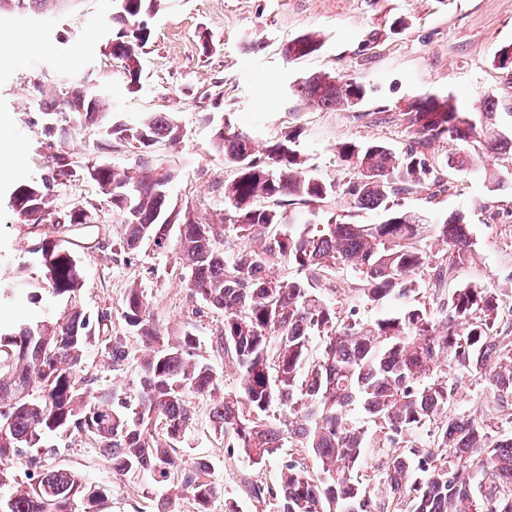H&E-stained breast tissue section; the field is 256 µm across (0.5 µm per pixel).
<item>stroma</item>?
I'll return each instance as SVG.
<instances>
[{
	"mask_svg": "<svg viewBox=\"0 0 512 512\" xmlns=\"http://www.w3.org/2000/svg\"><path fill=\"white\" fill-rule=\"evenodd\" d=\"M148 22L151 39L140 55V85L133 92L120 62L101 49L112 31V0H47L40 8L0 9V153L12 161L11 170L0 172V282H11L30 261L29 254L15 248L27 229L15 222L9 189L44 174L48 150L40 105L67 91L101 93L113 112L131 122L146 112L172 115L180 129L178 145L159 142L148 157L173 171L168 185L173 206L190 208L202 219L223 211L224 183L235 175L212 143L216 123L247 132L262 146L288 129H301L300 149L312 174L336 182L341 191L319 203L288 206L297 224L313 212L336 215L348 224L383 220L381 211L350 208L343 190L353 176L337 163L335 145L384 142L405 150L413 135L403 112L413 99L451 96L479 124L484 98H494L499 103L498 127L512 138V76L494 62L500 48L512 43V0H161ZM309 32L321 38L320 50L298 61L286 60L284 45ZM250 42L257 44V51H247ZM315 73L347 75L374 92L353 111L310 109L291 88ZM96 138L89 128L65 142L74 172L57 186L56 205L84 206L98 218L104 246L81 257L80 302L93 317L111 310L112 331L124 336L131 358L116 370L101 347L92 345L83 359V376L100 393L131 384L143 345L126 330L120 312L127 288L137 285L147 294L162 334L192 331L201 355L220 373L223 391L235 390L236 370L215 345L223 316L209 309L196 312V302L180 280L176 249L156 252L145 244L129 254L113 251L121 226L110 200L82 168L90 160L132 166L138 156L123 147L93 153ZM472 151L476 162L470 171L445 169L442 186L426 183L393 199L396 208L424 214L434 224L457 213L468 222L472 259L439 289L428 291L425 302L433 311L460 282L501 288L504 309L512 308V238L502 232L512 227V153L493 155L478 143ZM491 172L499 179L498 187L488 182ZM352 280L351 271L337 270L331 280L336 291L329 301L353 305L346 292ZM59 306L47 295L34 300L16 294L0 305V320H40ZM404 306V301L391 299L356 308L359 319L372 321ZM187 402L193 423L179 451L208 462L222 485L224 494L213 501L212 512H224L228 500L238 512H266L250 486L277 484L279 458L255 466L237 456L227 437L213 427L214 397L193 393ZM42 457L46 467L74 469L89 483L111 487L105 512L155 508L85 438L72 437L45 449Z\"/></svg>",
	"mask_w": 512,
	"mask_h": 512,
	"instance_id": "35a3bbf8",
	"label": "stroma"
}]
</instances>
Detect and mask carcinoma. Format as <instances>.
I'll return each instance as SVG.
<instances>
[{
    "label": "carcinoma",
    "mask_w": 512,
    "mask_h": 512,
    "mask_svg": "<svg viewBox=\"0 0 512 512\" xmlns=\"http://www.w3.org/2000/svg\"><path fill=\"white\" fill-rule=\"evenodd\" d=\"M158 0H112V45L105 50L121 62L128 85L139 83L140 51L150 27L144 16ZM321 40L303 34L289 41L285 57L298 60L317 52ZM296 95L318 109H354L371 89L348 76L311 75ZM482 129L448 96H428L406 105L414 140L402 153L385 143H336V158L354 176L348 194L359 210L381 209L379 224H347L332 215L315 224H292L285 199L320 202L336 194V183L311 174L297 149L301 131L256 154L249 136L217 125L213 145L235 171L224 182V212L211 222L189 221L174 212L167 191L172 173L142 160L136 168L90 163L97 186H112V212L122 236L112 247L130 253L143 243L166 250L176 241L182 279L195 301L219 311L224 324L217 343L239 375L235 391L219 397L214 427L229 437L228 447L255 465L280 454L288 441L296 453L282 460L278 484H258L252 495L269 512H372V490L360 482L366 449H378L382 465L374 488L388 497L390 512H512V437L493 438L500 422L512 423L505 403L512 399V330L500 328V289L460 282L437 321L425 306H409L370 322L356 309L333 307L320 294V277L336 269L358 274L354 300L377 305L397 295L421 294L416 272L428 267L426 239L449 246L451 267L472 258L468 224L459 214L430 227L423 216L396 210L390 199L427 181L440 182L443 167L465 172L475 162L471 143L487 150L512 151V140L495 129L497 102L485 98ZM46 136L63 138L70 129L96 128V150L117 146L145 153L155 143L173 144L178 126L162 112L137 122L123 121L102 96L75 92L46 108ZM452 138L462 148L436 161L434 142ZM49 174L15 186L9 207L16 222L38 231L19 247L33 256L34 270L20 272L12 287L33 299L47 293L65 301L57 315L36 323L0 322V512H104L112 489L91 486L66 468L46 469L37 448L51 440L86 437L122 476L147 474L165 488L156 512H171L177 499L193 512H210L220 487L207 466L176 451L191 427L186 396L216 393L217 377L199 354L190 332L170 340L153 324L150 303L133 286L121 317L149 352L139 358L134 388L94 393L79 375L92 343L104 347L112 365L128 358L124 337L112 335V312L104 309L91 324L80 302L84 284L76 247H100L99 225L86 209L60 211L54 187L71 175L64 153L50 156ZM239 241L227 253L228 234ZM284 262L305 278L271 276ZM321 341L314 357L310 347ZM477 377L493 394L489 413H464L448 372ZM363 411L372 428L354 420ZM434 426L426 447L413 437ZM312 459L308 466L304 458Z\"/></svg>",
    "instance_id": "carcinoma-1"
}]
</instances>
